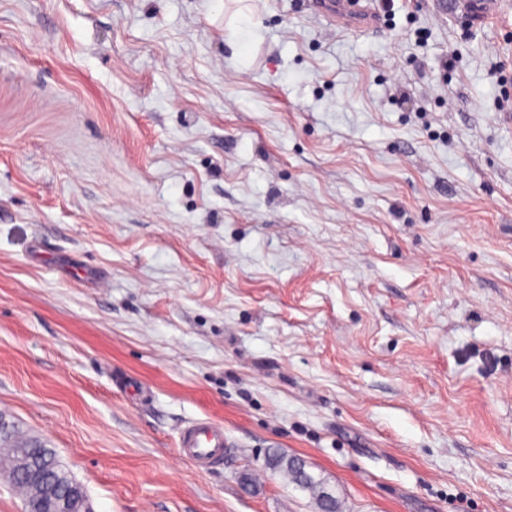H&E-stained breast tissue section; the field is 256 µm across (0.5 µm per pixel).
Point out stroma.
<instances>
[{"label": "stroma", "mask_w": 512, "mask_h": 512, "mask_svg": "<svg viewBox=\"0 0 512 512\" xmlns=\"http://www.w3.org/2000/svg\"><path fill=\"white\" fill-rule=\"evenodd\" d=\"M498 2L0 0V411L93 512H512ZM360 1L324 0L317 2L319 8L328 18H336L343 25H359L367 27L379 21L378 15L358 7ZM178 448L197 467L207 468L224 458V425L210 419H198L179 434ZM268 469L279 473L290 483L295 484L302 490L307 491L315 501L320 512H340L339 501L332 495L330 498L326 495L327 488L323 480L316 479L314 476L308 482H302L299 471L296 466V459L285 453H273L269 456L267 463Z\"/></svg>", "instance_id": "stroma-1"}]
</instances>
